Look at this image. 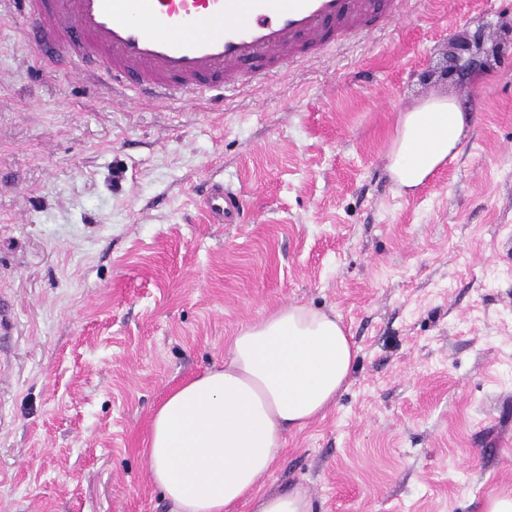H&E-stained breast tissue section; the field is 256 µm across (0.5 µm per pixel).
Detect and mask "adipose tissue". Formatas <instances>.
<instances>
[{
	"label": "adipose tissue",
	"instance_id": "obj_1",
	"mask_svg": "<svg viewBox=\"0 0 512 512\" xmlns=\"http://www.w3.org/2000/svg\"><path fill=\"white\" fill-rule=\"evenodd\" d=\"M468 116L455 98L400 119L389 172L418 188L462 141ZM353 344L340 316L291 304L232 336L223 365L174 387L146 441L151 478L175 512H315L303 487L261 492L288 432L325 418L347 384Z\"/></svg>",
	"mask_w": 512,
	"mask_h": 512
}]
</instances>
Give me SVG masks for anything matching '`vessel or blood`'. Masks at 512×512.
Masks as SVG:
<instances>
[{"label": "vessel or blood", "instance_id": "1", "mask_svg": "<svg viewBox=\"0 0 512 512\" xmlns=\"http://www.w3.org/2000/svg\"><path fill=\"white\" fill-rule=\"evenodd\" d=\"M28 22L26 45L48 64L75 62L92 78L168 102L209 94L213 106L277 66L346 34L375 29L409 0H14ZM239 199L209 185L213 223L234 219Z\"/></svg>", "mask_w": 512, "mask_h": 512}]
</instances>
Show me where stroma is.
Wrapping results in <instances>:
<instances>
[{"label": "stroma", "mask_w": 512, "mask_h": 512, "mask_svg": "<svg viewBox=\"0 0 512 512\" xmlns=\"http://www.w3.org/2000/svg\"><path fill=\"white\" fill-rule=\"evenodd\" d=\"M488 28L466 76L455 40ZM0 0V512H173L151 417L238 330L305 303L357 350L264 491L316 512H482L512 487V0H420L215 108L41 65ZM453 96L459 152L405 193L399 117ZM240 196L231 224L201 199Z\"/></svg>", "instance_id": "1"}]
</instances>
